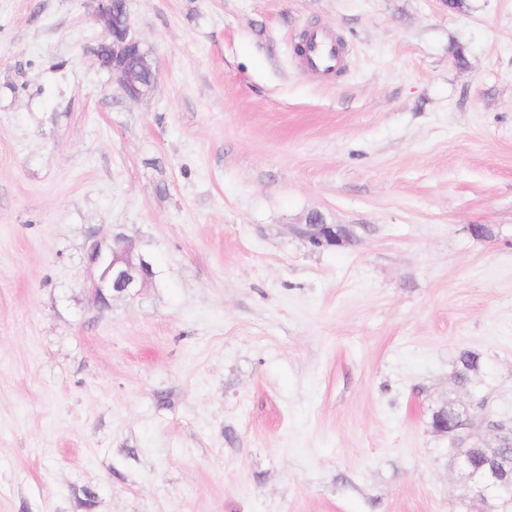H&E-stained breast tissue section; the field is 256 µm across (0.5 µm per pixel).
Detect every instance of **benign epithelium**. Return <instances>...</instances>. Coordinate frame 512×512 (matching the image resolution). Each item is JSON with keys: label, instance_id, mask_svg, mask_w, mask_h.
<instances>
[{"label": "benign epithelium", "instance_id": "benign-epithelium-1", "mask_svg": "<svg viewBox=\"0 0 512 512\" xmlns=\"http://www.w3.org/2000/svg\"><path fill=\"white\" fill-rule=\"evenodd\" d=\"M94 18L109 34V40L99 44L94 57L99 66L119 79L127 98L136 102L154 88L156 68L149 54L142 50L126 10V0H94ZM292 233L312 246H319L331 237L342 242L336 225L326 222L318 211L309 213L303 224L292 226ZM153 277L148 257L135 251L119 234L112 240H97L90 246L86 282L96 300L106 304L110 299L134 297ZM449 452L456 459L467 483L461 495L465 506L478 501L482 512H502L512 506V442L508 446L480 449L483 463L475 467L470 462L474 447L468 445V427L452 424L448 427Z\"/></svg>", "mask_w": 512, "mask_h": 512}]
</instances>
